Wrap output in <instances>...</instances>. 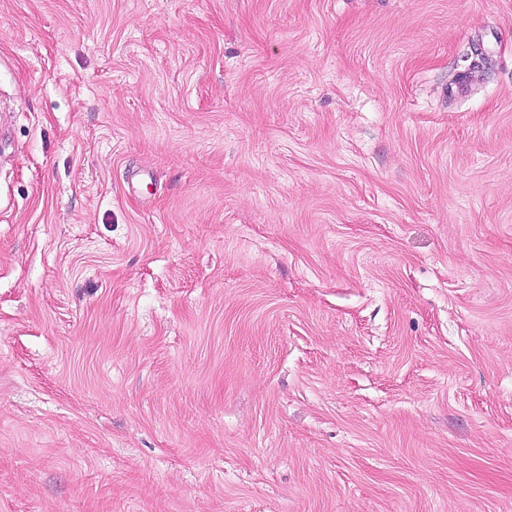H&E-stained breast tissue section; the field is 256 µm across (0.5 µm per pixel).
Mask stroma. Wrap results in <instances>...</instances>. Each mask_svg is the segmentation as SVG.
<instances>
[{
	"label": "stroma",
	"instance_id": "1",
	"mask_svg": "<svg viewBox=\"0 0 512 512\" xmlns=\"http://www.w3.org/2000/svg\"><path fill=\"white\" fill-rule=\"evenodd\" d=\"M0 512H512V0H0Z\"/></svg>",
	"mask_w": 512,
	"mask_h": 512
}]
</instances>
